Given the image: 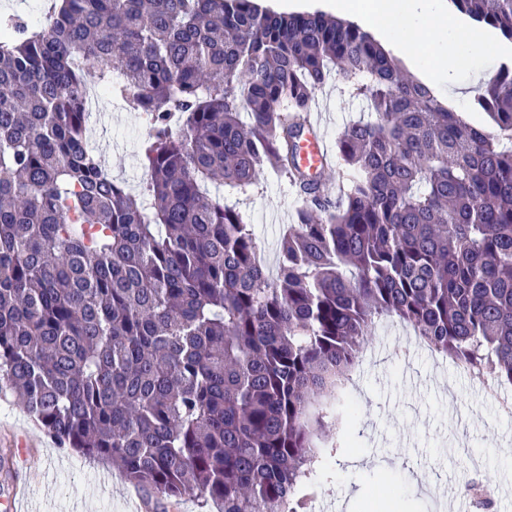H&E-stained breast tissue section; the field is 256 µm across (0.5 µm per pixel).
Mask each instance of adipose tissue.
<instances>
[{
    "mask_svg": "<svg viewBox=\"0 0 512 512\" xmlns=\"http://www.w3.org/2000/svg\"><path fill=\"white\" fill-rule=\"evenodd\" d=\"M327 8L368 25L435 91L454 92L461 113L468 104L464 77L487 81L484 63L500 51L481 30L458 22L446 0H329Z\"/></svg>",
    "mask_w": 512,
    "mask_h": 512,
    "instance_id": "obj_1",
    "label": "adipose tissue"
}]
</instances>
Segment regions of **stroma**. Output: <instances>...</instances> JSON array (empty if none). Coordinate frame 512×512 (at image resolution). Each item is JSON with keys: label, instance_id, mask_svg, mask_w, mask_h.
<instances>
[{"label": "stroma", "instance_id": "stroma-1", "mask_svg": "<svg viewBox=\"0 0 512 512\" xmlns=\"http://www.w3.org/2000/svg\"><path fill=\"white\" fill-rule=\"evenodd\" d=\"M341 87L329 79L314 105L332 144L365 111L364 103ZM96 110L103 117L94 136L96 152L114 179L138 188L146 177L141 161L146 116L108 94L98 99ZM303 205L272 171L248 192L241 212L269 268H276L280 240ZM371 343L385 345V353L365 352L350 382L331 399L345 427L323 439L340 449L316 479L308 512H321L326 503L336 512H382V504L391 501L401 512H439V499L427 490L439 489L440 499L455 505L457 483L468 471V448L479 451L480 475L493 485L512 476V460L503 453L512 417L466 371L421 345L395 317L377 324ZM21 437L34 441L28 468L38 475L19 500L25 512H100L106 502L112 512H134L142 500V491L112 466L60 448L16 396L0 390V449ZM347 485L362 488L361 500H345ZM454 512L463 510L455 505Z\"/></svg>", "mask_w": 512, "mask_h": 512}]
</instances>
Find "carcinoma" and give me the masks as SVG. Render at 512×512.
Masks as SVG:
<instances>
[{
    "mask_svg": "<svg viewBox=\"0 0 512 512\" xmlns=\"http://www.w3.org/2000/svg\"><path fill=\"white\" fill-rule=\"evenodd\" d=\"M512 40V0H450ZM338 74L370 117L332 198L298 167ZM150 117L132 191L88 145L91 83ZM489 132L367 31L255 0H52L0 22V382L62 447L171 504L306 512L331 457L320 403L397 317L512 385V65ZM304 202L276 277L240 201L267 169Z\"/></svg>",
    "mask_w": 512,
    "mask_h": 512,
    "instance_id": "carcinoma-1",
    "label": "carcinoma"
}]
</instances>
